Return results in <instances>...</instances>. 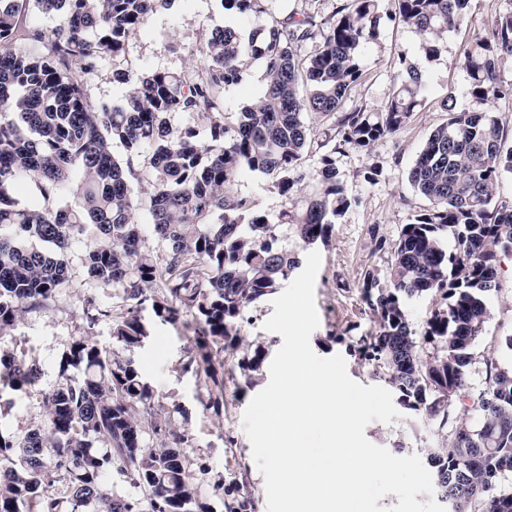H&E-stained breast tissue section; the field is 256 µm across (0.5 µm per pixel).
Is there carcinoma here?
I'll use <instances>...</instances> for the list:
<instances>
[{
	"instance_id": "1",
	"label": "carcinoma",
	"mask_w": 512,
	"mask_h": 512,
	"mask_svg": "<svg viewBox=\"0 0 512 512\" xmlns=\"http://www.w3.org/2000/svg\"><path fill=\"white\" fill-rule=\"evenodd\" d=\"M172 0H0V334L28 309L39 308L70 278L72 241L90 235L81 258L88 277L123 303L112 340L132 350L150 337L142 311L163 322L194 321L191 364L210 382L203 407L224 416V371L213 352L234 346L237 324L253 303L273 294L301 268L295 238L305 248L326 243L352 206L334 154L368 151L400 131L420 103L422 75L408 79L374 109L349 106L363 75L365 52L385 21L414 27L434 57L442 36L464 21L471 0H336L331 14L291 9L277 17L276 0H219L226 12L252 21L246 35L212 30L195 52L204 68L153 71L122 99L95 106L88 80L106 56L120 57L129 38ZM57 14L46 32L26 23L29 12ZM29 43L17 51L14 43ZM467 95L482 110L460 111L454 96L448 120L427 137L409 172L428 201L390 245L384 278L368 271L363 298L377 318L358 351L373 375L399 394V403L448 428V447L428 460L449 512H512V494L498 489L512 473V336L482 355L481 382L471 381L474 347L490 319L488 296L499 290L503 258L512 254V203L497 186L512 174V135L493 100L512 95L499 83L512 59V12L463 49ZM262 61L266 86L238 112L224 111V89ZM192 116L175 129L172 114ZM331 119L317 188L270 216L253 198L232 192L245 171L271 178L269 190L292 198L302 181V155L316 131L303 115ZM120 143L126 159L112 155ZM163 255L146 245L135 221L138 187ZM34 186L42 203L15 197ZM451 239L452 247L444 244ZM434 294L445 306L430 311L422 338L408 322L406 302ZM88 326L109 316L89 297ZM41 377L36 361L0 347V393L21 392ZM154 390L131 359L100 349L89 336L72 341L60 380L47 393V421L21 435L0 431V512H205L182 448L150 412ZM169 437L144 450L147 432ZM56 469L63 495L49 496L43 478ZM117 470L148 492L147 508L115 498L103 478Z\"/></svg>"
}]
</instances>
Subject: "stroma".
<instances>
[{
  "label": "stroma",
  "instance_id": "obj_1",
  "mask_svg": "<svg viewBox=\"0 0 512 512\" xmlns=\"http://www.w3.org/2000/svg\"><path fill=\"white\" fill-rule=\"evenodd\" d=\"M509 11L512 0H471L464 22L443 36L434 58L425 56L414 29L386 24L380 40L368 51L363 76L350 95L351 104L379 107L401 82L408 63L427 85L419 107L395 136L380 141L372 150L348 149L335 156L336 169L354 202L335 224L328 244L318 248L322 257L315 283L319 326L311 346L322 357L342 354L350 377L362 385L378 382L371 363L357 351L361 336L376 326L374 313L362 299L363 277L370 270L385 274L388 266L389 253L377 249L376 240L395 241L403 225L413 222L427 207V200L410 186L409 171L430 132L448 118L443 107L447 93H454L457 109H475V102L465 95L468 73L461 48ZM227 18L218 0H175L170 9L152 14L145 30L129 39L122 56L102 60L88 82L90 102L115 103L129 84L154 70L203 67V60L191 49ZM264 85V66L252 61L240 84L225 88V110L239 111ZM373 168L378 177L366 182L364 175ZM92 244L89 238L73 244L67 287L44 306L23 312L6 333L7 344L35 358L42 370L39 384L28 393H0V428L7 432L18 433L44 422L43 394L59 380L61 357L69 342L89 335L100 348H114L111 317L120 313L121 302L87 278L79 258ZM91 296L98 297L111 312L110 318L92 326L84 315ZM488 307L491 315L486 338L512 336V256L502 264L500 288L490 295ZM273 311L268 298L250 305L238 326V347L214 355L215 362L224 366V416L219 420L201 405L209 387L204 372L183 369L190 351V326L161 323L154 320L151 310L143 312L145 320L152 323L151 336L131 355L154 389L155 413L184 435L183 452L193 482L210 512H266L264 477L242 430V416L252 397L267 385L268 363L283 343L281 335L263 328ZM257 351L265 362L253 369L249 362ZM365 435L397 456L416 453L424 458L429 449L448 442L447 429L426 423L407 410L392 424H370Z\"/></svg>",
  "mask_w": 512,
  "mask_h": 512
}]
</instances>
